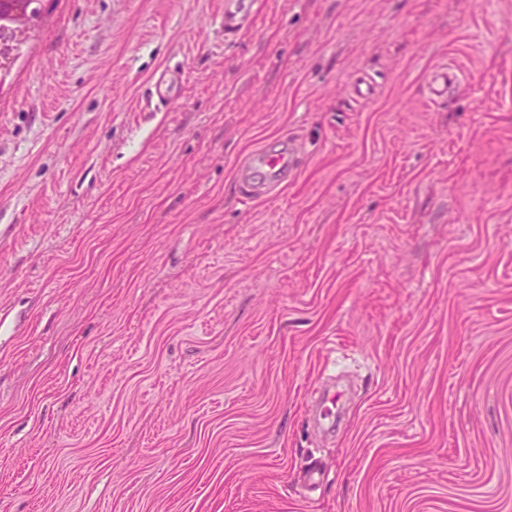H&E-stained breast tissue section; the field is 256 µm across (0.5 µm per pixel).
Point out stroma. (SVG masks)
Masks as SVG:
<instances>
[{
  "label": "stroma",
  "instance_id": "35a3bbf8",
  "mask_svg": "<svg viewBox=\"0 0 512 512\" xmlns=\"http://www.w3.org/2000/svg\"><path fill=\"white\" fill-rule=\"evenodd\" d=\"M229 2L0 42V512H512V0ZM295 170L296 157L289 142L254 151L239 171L241 181L248 186L245 199H255L270 188L287 182L295 174Z\"/></svg>",
  "mask_w": 512,
  "mask_h": 512
}]
</instances>
